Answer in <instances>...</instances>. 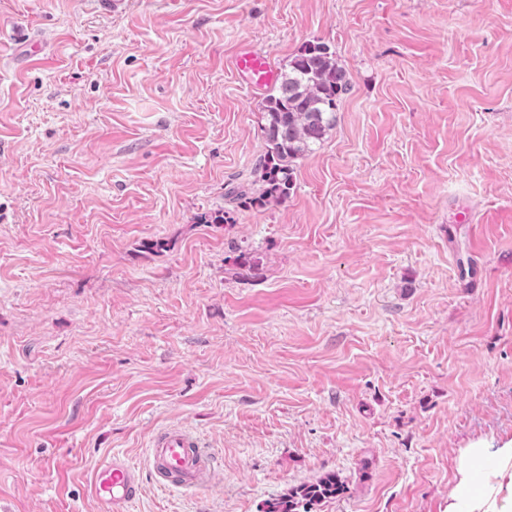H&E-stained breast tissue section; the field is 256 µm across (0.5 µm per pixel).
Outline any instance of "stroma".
Instances as JSON below:
<instances>
[{
  "instance_id": "obj_1",
  "label": "stroma",
  "mask_w": 512,
  "mask_h": 512,
  "mask_svg": "<svg viewBox=\"0 0 512 512\" xmlns=\"http://www.w3.org/2000/svg\"><path fill=\"white\" fill-rule=\"evenodd\" d=\"M309 43L336 125L286 201L232 203L265 151L235 58ZM173 425L199 490L147 473ZM508 439L512 0H0V512H97L111 456L146 473L128 512L329 472L316 512H446L462 449Z\"/></svg>"
}]
</instances>
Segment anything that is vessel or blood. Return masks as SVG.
I'll list each match as a JSON object with an SVG mask.
<instances>
[{"instance_id":"vessel-or-blood-1","label":"vessel or blood","mask_w":512,"mask_h":512,"mask_svg":"<svg viewBox=\"0 0 512 512\" xmlns=\"http://www.w3.org/2000/svg\"><path fill=\"white\" fill-rule=\"evenodd\" d=\"M237 73L249 86L272 85L276 71L267 59L255 52H241L235 61ZM149 463L156 478L188 490L202 486V477L212 464L209 453L186 429L173 426L154 442ZM140 475L134 467L117 457L105 459L97 468L91 495L99 512H126L137 495Z\"/></svg>"}]
</instances>
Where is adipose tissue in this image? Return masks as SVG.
<instances>
[{"mask_svg": "<svg viewBox=\"0 0 512 512\" xmlns=\"http://www.w3.org/2000/svg\"><path fill=\"white\" fill-rule=\"evenodd\" d=\"M447 512H512V439L495 448L475 442L461 451Z\"/></svg>", "mask_w": 512, "mask_h": 512, "instance_id": "1", "label": "adipose tissue"}]
</instances>
